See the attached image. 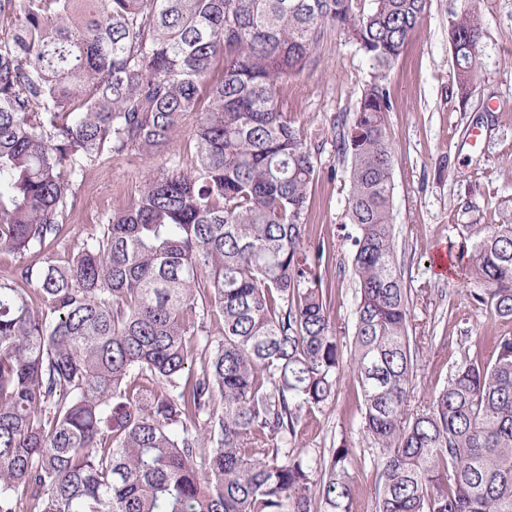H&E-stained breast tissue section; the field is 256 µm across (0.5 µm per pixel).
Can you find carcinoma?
<instances>
[{"instance_id": "obj_1", "label": "carcinoma", "mask_w": 512, "mask_h": 512, "mask_svg": "<svg viewBox=\"0 0 512 512\" xmlns=\"http://www.w3.org/2000/svg\"><path fill=\"white\" fill-rule=\"evenodd\" d=\"M427 0H0V250L62 238L75 182L153 155L196 115L186 170L150 173L62 264L0 280V512H354L350 448L290 447L335 392L336 327L307 239L314 155L284 80L331 32L373 72L337 118L358 286L351 366L376 512H512V336L409 411L416 356L393 236L387 72ZM476 7L448 17L457 94L479 85ZM224 77L200 106L216 59ZM512 319V224L459 262ZM36 285L30 289V285ZM219 327L207 330V321ZM205 356L192 370L196 353ZM319 479H313L314 473Z\"/></svg>"}]
</instances>
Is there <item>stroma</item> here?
<instances>
[{"instance_id":"35a3bbf8","label":"stroma","mask_w":512,"mask_h":512,"mask_svg":"<svg viewBox=\"0 0 512 512\" xmlns=\"http://www.w3.org/2000/svg\"><path fill=\"white\" fill-rule=\"evenodd\" d=\"M463 4L428 0L423 20L387 77L393 102L387 123L396 150L394 239L417 351L410 400L415 407L446 386L457 363L476 352L491 360L494 337L512 333V319L492 315L456 273L440 277L432 266L438 246H468L473 230L512 222V0H476L484 24L477 57L480 87L465 102L453 90L448 43V14ZM319 52L317 70L290 77L283 95L289 121L315 151L317 173L305 222L309 238L324 247L316 273L346 351L356 307L354 229L345 217L350 161L336 151L332 123L353 111L371 62L336 35L325 39ZM192 134L187 122L157 156L124 154L92 167L79 187L81 208L65 238L23 261L38 268L48 258L66 260L73 247L99 231L106 216L134 201L147 174L175 160L188 162ZM360 399L349 368H342L329 401L302 412L296 444L313 458L343 446L352 449L355 512H375L376 451L363 431Z\"/></svg>"}]
</instances>
